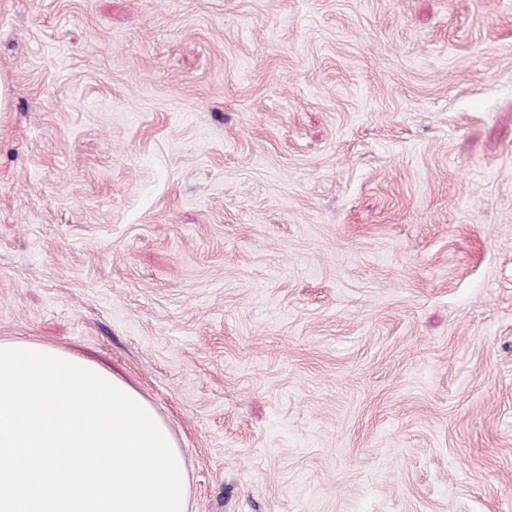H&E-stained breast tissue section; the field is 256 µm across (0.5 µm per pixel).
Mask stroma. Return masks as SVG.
<instances>
[{"mask_svg": "<svg viewBox=\"0 0 512 512\" xmlns=\"http://www.w3.org/2000/svg\"><path fill=\"white\" fill-rule=\"evenodd\" d=\"M0 74V341L190 512H512V0H0Z\"/></svg>", "mask_w": 512, "mask_h": 512, "instance_id": "obj_1", "label": "stroma"}]
</instances>
